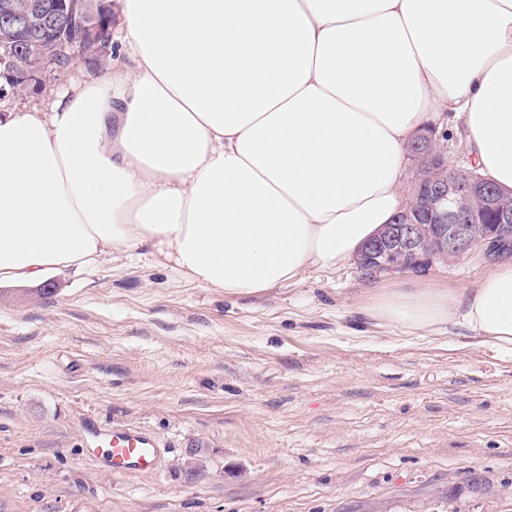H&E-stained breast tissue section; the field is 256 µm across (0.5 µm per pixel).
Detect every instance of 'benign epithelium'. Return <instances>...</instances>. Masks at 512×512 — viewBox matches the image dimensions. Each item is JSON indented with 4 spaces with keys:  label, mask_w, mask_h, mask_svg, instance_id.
<instances>
[{
    "label": "benign epithelium",
    "mask_w": 512,
    "mask_h": 512,
    "mask_svg": "<svg viewBox=\"0 0 512 512\" xmlns=\"http://www.w3.org/2000/svg\"><path fill=\"white\" fill-rule=\"evenodd\" d=\"M104 12L75 0L65 13V25L53 24L54 12L43 0H0V67L7 75L17 70L18 37L40 50L23 80L43 84L49 72L57 71L54 57L62 49L43 50L46 33L67 28L80 32L79 49L73 54L101 62L109 54L112 28H103V18L113 20L116 2L103 5ZM415 175L409 209L364 244L357 264L365 274L420 269L435 259L460 258L479 248L490 260L512 257V192L487 185L470 169L448 166L447 146L441 138L424 136L411 151ZM492 223H485L486 219Z\"/></svg>",
    "instance_id": "benign-epithelium-1"
}]
</instances>
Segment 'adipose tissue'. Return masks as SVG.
Masks as SVG:
<instances>
[{
	"label": "adipose tissue",
	"mask_w": 512,
	"mask_h": 512,
	"mask_svg": "<svg viewBox=\"0 0 512 512\" xmlns=\"http://www.w3.org/2000/svg\"><path fill=\"white\" fill-rule=\"evenodd\" d=\"M121 65L0 115V282L148 249L228 297L338 269L409 203L450 121L512 190V0H117ZM406 332L512 355V260L474 287L371 289Z\"/></svg>",
	"instance_id": "1"
}]
</instances>
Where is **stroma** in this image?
<instances>
[{"instance_id":"35a3bbf8","label":"stroma","mask_w":512,"mask_h":512,"mask_svg":"<svg viewBox=\"0 0 512 512\" xmlns=\"http://www.w3.org/2000/svg\"><path fill=\"white\" fill-rule=\"evenodd\" d=\"M491 266L352 263L228 298L140 251L57 271L50 294L0 282V512H512V355L360 311L371 289L461 291ZM87 417L155 433L158 472L112 475Z\"/></svg>"}]
</instances>
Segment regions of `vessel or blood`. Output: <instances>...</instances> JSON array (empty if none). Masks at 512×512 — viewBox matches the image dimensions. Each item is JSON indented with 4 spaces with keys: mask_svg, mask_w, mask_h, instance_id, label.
Segmentation results:
<instances>
[{
    "mask_svg": "<svg viewBox=\"0 0 512 512\" xmlns=\"http://www.w3.org/2000/svg\"><path fill=\"white\" fill-rule=\"evenodd\" d=\"M83 431L94 440L96 456L102 457L117 475H146L160 466V439L142 427L126 423L98 425L86 421Z\"/></svg>",
    "mask_w": 512,
    "mask_h": 512,
    "instance_id": "obj_1",
    "label": "vessel or blood"
}]
</instances>
